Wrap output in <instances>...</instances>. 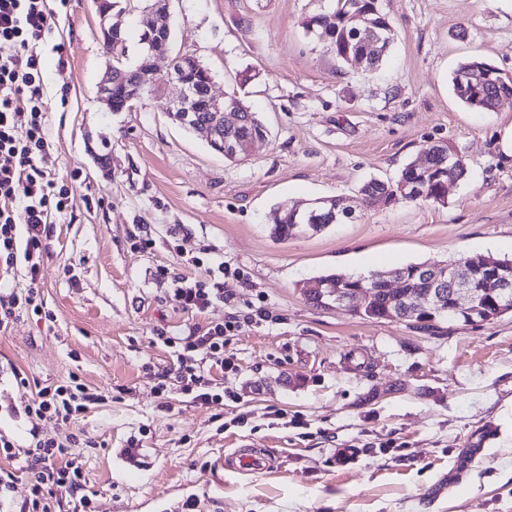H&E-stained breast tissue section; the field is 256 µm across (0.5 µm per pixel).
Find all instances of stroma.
I'll return each mask as SVG.
<instances>
[{"label": "stroma", "instance_id": "35a3bbf8", "mask_svg": "<svg viewBox=\"0 0 512 512\" xmlns=\"http://www.w3.org/2000/svg\"><path fill=\"white\" fill-rule=\"evenodd\" d=\"M126 63L140 52L143 0H116ZM41 46L45 171L68 186L37 281L24 266L4 291L36 287L51 312H22L0 334V414L22 433L70 441L91 512H512V313L491 321L365 320L309 304L300 288L336 272L391 271L483 254L512 259V159L501 148L512 98L491 111L453 95L457 64L512 76V0H378L393 41L374 70L341 62L306 29L335 0H171V55L198 57L216 95L233 93L267 126L239 161L181 127L148 96L109 111L112 62L93 0H52ZM447 143L466 165L445 203L360 205L367 181L396 180ZM352 197V218L285 241L283 205ZM149 237L153 246L137 247ZM224 265V299L178 307L166 266L189 279ZM263 308L265 318L252 316ZM234 318L229 369L211 368L223 409L193 402L159 332L187 336ZM77 378L103 393L74 424L27 417L25 392ZM165 392H158L159 383ZM485 459L458 460L486 426ZM250 445L266 469H240ZM361 455L349 470L338 449Z\"/></svg>", "mask_w": 512, "mask_h": 512}]
</instances>
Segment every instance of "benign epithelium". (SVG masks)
Masks as SVG:
<instances>
[{"instance_id": "obj_1", "label": "benign epithelium", "mask_w": 512, "mask_h": 512, "mask_svg": "<svg viewBox=\"0 0 512 512\" xmlns=\"http://www.w3.org/2000/svg\"><path fill=\"white\" fill-rule=\"evenodd\" d=\"M99 18V29L105 46L123 45L121 24L114 20V3L112 0H94ZM367 10L356 12L362 22L366 39L363 50L354 56H346L349 62H364L371 56L370 48L381 42L382 37L375 31L374 20L369 18ZM170 27L151 24L143 33L144 69L135 74L108 72L98 87L99 98L112 112H123L133 103L147 96L165 95L168 97L167 112L181 126H193L204 132L213 150L229 159H240L248 155L251 146L264 140L262 136L242 138L237 129L242 124L244 109L240 102L230 96L217 97L212 93L213 80L205 83V88L198 89L185 74L172 69L162 75L155 64L156 57L164 52L170 40ZM498 69L490 64H482L479 72H463L461 81L482 82L494 78ZM203 108L216 113L212 123H191V114ZM418 183L400 182L389 202L412 198L421 192ZM349 205V200L334 199L318 201L307 208L302 217L299 233L313 230V225L321 223L324 217H336L338 205ZM484 282L492 288L491 297L495 314L512 311V274L501 269L494 261L486 258L467 257L443 264H426L408 274L405 270H396L387 276H375L370 288H350L347 281L336 285L331 290L329 304L362 309L368 305L375 294L382 288L401 292L403 305L388 314L390 320H406L424 317L434 311L451 310L455 313H467L474 309L477 291L474 284Z\"/></svg>"}]
</instances>
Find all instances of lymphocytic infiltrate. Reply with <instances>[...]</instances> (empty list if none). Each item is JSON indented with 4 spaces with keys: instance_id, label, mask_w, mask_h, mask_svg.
Wrapping results in <instances>:
<instances>
[{
    "instance_id": "obj_1",
    "label": "lymphocytic infiltrate",
    "mask_w": 512,
    "mask_h": 512,
    "mask_svg": "<svg viewBox=\"0 0 512 512\" xmlns=\"http://www.w3.org/2000/svg\"><path fill=\"white\" fill-rule=\"evenodd\" d=\"M52 17L47 0H0V199L21 203L17 210L0 209V272L9 273L22 262L33 280L39 274L51 220L70 201L68 188L58 185L39 163L48 142L38 48L51 29ZM23 111L28 112L29 120L21 133L16 117ZM174 298L183 311L198 314L223 300L224 291L215 283L180 277ZM234 329L231 323L215 324L193 329L181 338L184 350L197 355L194 363L183 362L178 368L182 392L194 402L223 404L224 396L209 384L205 367L223 366L225 336ZM94 399L84 384L73 381L39 390L23 410L65 425ZM25 455L32 496L20 504L19 512H54L65 496L88 506L82 494V465L70 456L64 443L40 439L26 449Z\"/></svg>"
}]
</instances>
